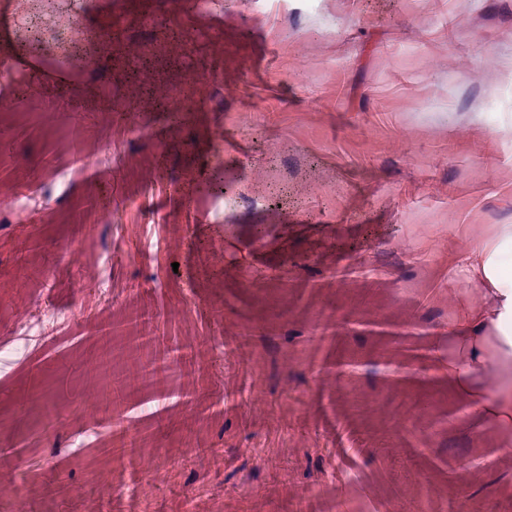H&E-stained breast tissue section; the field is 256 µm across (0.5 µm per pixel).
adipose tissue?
<instances>
[{"label":"adipose tissue","instance_id":"obj_1","mask_svg":"<svg viewBox=\"0 0 512 512\" xmlns=\"http://www.w3.org/2000/svg\"><path fill=\"white\" fill-rule=\"evenodd\" d=\"M461 271L473 287L486 282L492 290L487 305L464 308L448 326L457 345L448 362V383L487 426L512 428V225H504L499 241L477 243ZM492 369L499 382L490 395L484 380Z\"/></svg>","mask_w":512,"mask_h":512}]
</instances>
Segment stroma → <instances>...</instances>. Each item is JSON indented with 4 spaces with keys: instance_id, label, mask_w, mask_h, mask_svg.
<instances>
[{
    "instance_id": "35a3bbf8",
    "label": "stroma",
    "mask_w": 512,
    "mask_h": 512,
    "mask_svg": "<svg viewBox=\"0 0 512 512\" xmlns=\"http://www.w3.org/2000/svg\"><path fill=\"white\" fill-rule=\"evenodd\" d=\"M171 13L0 0V41L109 47L0 79V512H512V429L448 387L451 264L512 225V0Z\"/></svg>"
}]
</instances>
